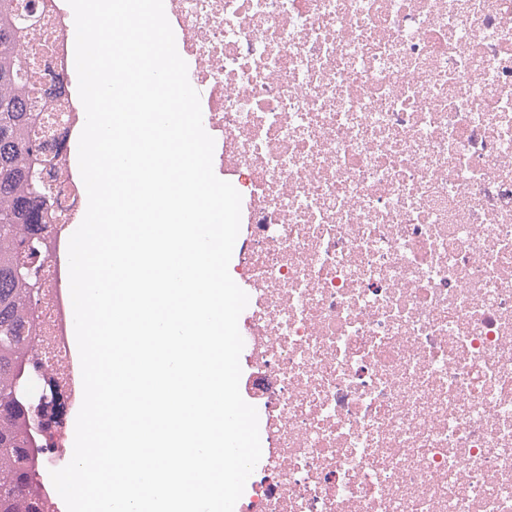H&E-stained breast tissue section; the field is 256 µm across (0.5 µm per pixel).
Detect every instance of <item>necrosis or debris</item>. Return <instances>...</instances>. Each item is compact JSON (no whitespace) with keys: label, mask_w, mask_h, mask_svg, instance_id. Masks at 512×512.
<instances>
[{"label":"necrosis or debris","mask_w":512,"mask_h":512,"mask_svg":"<svg viewBox=\"0 0 512 512\" xmlns=\"http://www.w3.org/2000/svg\"><path fill=\"white\" fill-rule=\"evenodd\" d=\"M241 194L242 396L267 442L244 512H512V0H169ZM30 54L70 112L75 24ZM74 178L44 272L68 359Z\"/></svg>","instance_id":"obj_1"}]
</instances>
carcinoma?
Segmentation results:
<instances>
[{
	"label": "carcinoma",
	"mask_w": 512,
	"mask_h": 512,
	"mask_svg": "<svg viewBox=\"0 0 512 512\" xmlns=\"http://www.w3.org/2000/svg\"><path fill=\"white\" fill-rule=\"evenodd\" d=\"M43 19L41 5L31 16L18 0H0V512H47L29 448L35 438L55 447L48 437L50 402L26 397L20 385L21 374L43 369L30 338L43 333L36 306L45 294L17 268L22 261L48 262L57 229L55 189L66 172V161L47 158L36 136L61 104L36 99V83L23 64L24 45L36 38ZM37 172L47 185L35 191Z\"/></svg>",
	"instance_id": "obj_1"
}]
</instances>
